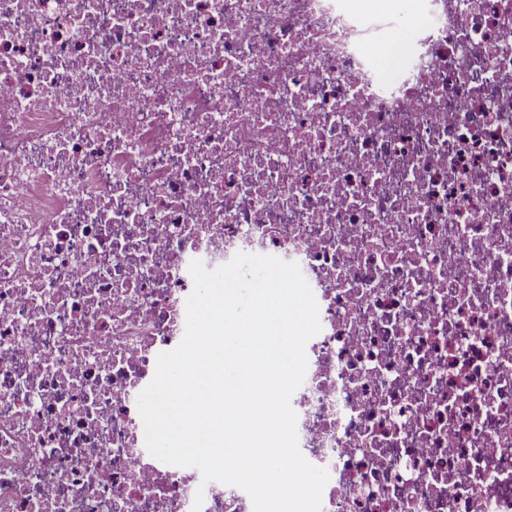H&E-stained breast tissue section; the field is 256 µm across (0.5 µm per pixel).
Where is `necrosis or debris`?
Here are the masks:
<instances>
[{"mask_svg": "<svg viewBox=\"0 0 512 512\" xmlns=\"http://www.w3.org/2000/svg\"><path fill=\"white\" fill-rule=\"evenodd\" d=\"M0 0V512H254L145 444L192 260L297 263L321 512H512V0ZM202 505H195L196 493ZM357 2L349 0L350 6L366 14L367 23L363 30L362 38L369 51L377 52L381 41L389 32L396 33L402 44L399 53L390 52L383 58L379 55V61L384 73L391 79L397 78L403 73L406 61L413 49L415 42L416 14L409 12L402 14L395 6L394 0H364Z\"/></svg>", "mask_w": 512, "mask_h": 512, "instance_id": "4bbe7bcc", "label": "necrosis or debris"}]
</instances>
